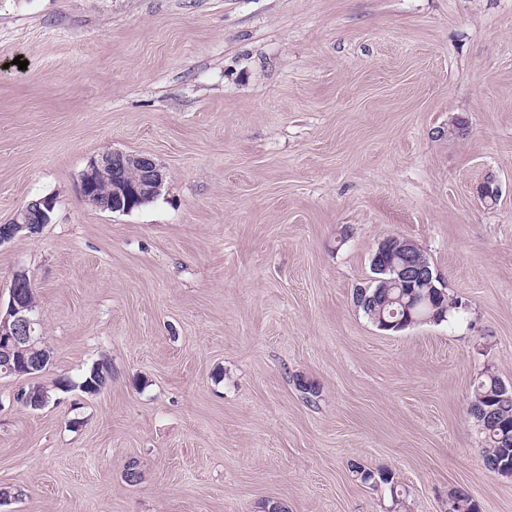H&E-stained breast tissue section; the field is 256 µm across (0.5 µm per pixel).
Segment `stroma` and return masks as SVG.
<instances>
[{
  "label": "stroma",
  "mask_w": 512,
  "mask_h": 512,
  "mask_svg": "<svg viewBox=\"0 0 512 512\" xmlns=\"http://www.w3.org/2000/svg\"><path fill=\"white\" fill-rule=\"evenodd\" d=\"M109 150L160 195L84 202ZM40 196L0 290L27 272L53 360L0 376V512H512L470 413L480 374L512 382V0H0V224ZM391 235L459 318L358 311ZM109 171H112V186L104 193L99 189L100 179L107 177ZM126 171H134L136 177L126 178ZM164 181L165 173L152 157L113 150L89 162L81 174L79 192L87 203L99 210L124 213L157 197ZM110 377V371H107V375L105 376L102 369L99 366H93L87 373L84 374L81 381L76 384L72 383L69 380L64 381L63 384L64 389L71 387H78L83 393L94 395L98 393L101 388L106 385L107 380ZM96 384L97 386H94Z\"/></svg>",
  "instance_id": "1"
}]
</instances>
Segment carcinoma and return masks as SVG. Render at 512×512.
Masks as SVG:
<instances>
[{
	"mask_svg": "<svg viewBox=\"0 0 512 512\" xmlns=\"http://www.w3.org/2000/svg\"><path fill=\"white\" fill-rule=\"evenodd\" d=\"M358 294H367L369 303L359 310L372 322L383 319L394 322L406 317L404 304L414 296L420 297L419 304L412 309L416 319L439 316V321L448 320L458 311L456 300L438 288H406L401 284L389 288L372 286L365 290L355 289ZM109 376L99 366L92 367L77 384L67 380L64 388L76 386L85 394L94 395L106 385ZM470 410L480 427L483 438L482 461L488 471L498 464H512V384L505 383L491 371L483 373L473 385Z\"/></svg>",
	"mask_w": 512,
	"mask_h": 512,
	"instance_id": "cac0c4a2",
	"label": "carcinoma"
}]
</instances>
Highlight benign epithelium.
I'll use <instances>...</instances> for the list:
<instances>
[{"label": "benign epithelium", "instance_id": "7a95c632", "mask_svg": "<svg viewBox=\"0 0 512 512\" xmlns=\"http://www.w3.org/2000/svg\"><path fill=\"white\" fill-rule=\"evenodd\" d=\"M112 176L114 185L107 192L99 189L100 179ZM165 173L151 157L108 151L92 159L80 177L79 192L90 205L102 211L129 212L148 199L157 197L164 185ZM53 211V200L40 197L30 200L5 224L0 226V246L15 237L19 230L32 228L46 220V212ZM393 251L399 253V263L380 260L381 252L373 256V282L392 280L412 286L435 287L441 281L432 267L419 257V248L409 239L388 238ZM31 279L23 271L13 274L8 286V297L0 294V369L6 374L22 376L40 370L43 357L21 358L18 353L32 351L42 340V317L28 303L25 288Z\"/></svg>", "mask_w": 512, "mask_h": 512}]
</instances>
